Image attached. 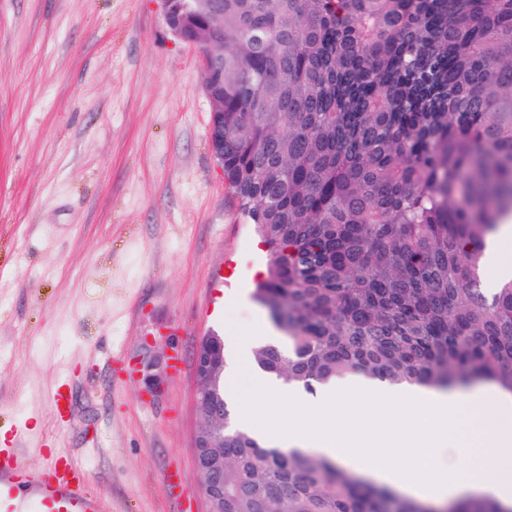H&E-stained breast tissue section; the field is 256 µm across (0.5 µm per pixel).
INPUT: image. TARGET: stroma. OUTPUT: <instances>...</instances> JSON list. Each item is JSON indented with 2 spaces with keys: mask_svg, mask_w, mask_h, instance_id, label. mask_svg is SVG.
I'll return each instance as SVG.
<instances>
[{
  "mask_svg": "<svg viewBox=\"0 0 512 512\" xmlns=\"http://www.w3.org/2000/svg\"><path fill=\"white\" fill-rule=\"evenodd\" d=\"M199 72L159 0H0V441L70 449L100 512H206L193 353L268 318Z\"/></svg>",
  "mask_w": 512,
  "mask_h": 512,
  "instance_id": "35a3bbf8",
  "label": "stroma"
}]
</instances>
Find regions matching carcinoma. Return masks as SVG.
Segmentation results:
<instances>
[{
    "label": "carcinoma",
    "mask_w": 512,
    "mask_h": 512,
    "mask_svg": "<svg viewBox=\"0 0 512 512\" xmlns=\"http://www.w3.org/2000/svg\"><path fill=\"white\" fill-rule=\"evenodd\" d=\"M208 75L224 187L266 247L253 299L285 334L255 363L306 389L361 373L512 393V280L480 243L512 213V0H174ZM204 427L224 512H434L235 428ZM451 512H512L491 498Z\"/></svg>",
    "instance_id": "cac0c4a2"
}]
</instances>
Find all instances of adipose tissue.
I'll return each mask as SVG.
<instances>
[{
	"label": "adipose tissue",
	"mask_w": 512,
	"mask_h": 512,
	"mask_svg": "<svg viewBox=\"0 0 512 512\" xmlns=\"http://www.w3.org/2000/svg\"><path fill=\"white\" fill-rule=\"evenodd\" d=\"M258 335L230 351L238 425L264 442L305 448L404 496L442 505L467 495L512 507V394L488 383L469 394L352 374L314 391L284 384L251 362ZM287 404V416L275 408ZM474 405L465 416L466 405Z\"/></svg>",
	"instance_id": "adipose-tissue-1"
}]
</instances>
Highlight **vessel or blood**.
I'll use <instances>...</instances> for the list:
<instances>
[{
    "instance_id": "1",
    "label": "vessel or blood",
    "mask_w": 512,
    "mask_h": 512,
    "mask_svg": "<svg viewBox=\"0 0 512 512\" xmlns=\"http://www.w3.org/2000/svg\"><path fill=\"white\" fill-rule=\"evenodd\" d=\"M0 512H100V505L69 452L35 466L22 462L17 449L0 448Z\"/></svg>"
}]
</instances>
